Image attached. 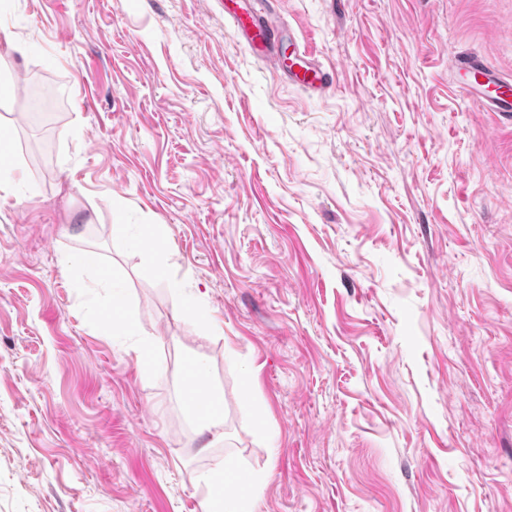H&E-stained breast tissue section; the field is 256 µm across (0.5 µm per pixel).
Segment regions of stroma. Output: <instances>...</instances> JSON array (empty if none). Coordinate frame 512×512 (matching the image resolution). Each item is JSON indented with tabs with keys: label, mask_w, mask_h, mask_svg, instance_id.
<instances>
[{
	"label": "stroma",
	"mask_w": 512,
	"mask_h": 512,
	"mask_svg": "<svg viewBox=\"0 0 512 512\" xmlns=\"http://www.w3.org/2000/svg\"><path fill=\"white\" fill-rule=\"evenodd\" d=\"M235 3L0 0V512H201L219 458L258 512H512V123L455 70L512 80V0H271L267 48ZM231 28L250 44H256L258 39L270 41L278 25L269 20V13L264 7L249 5L241 11L228 13ZM302 65L296 63L298 71H291L288 79L298 84L305 90L317 94L323 87L324 71L307 59H301ZM123 295L120 288L112 287V298L107 318L110 319L113 335L118 331L136 327L133 320L129 318L123 309ZM172 289L177 294V306L186 318L194 321L210 320L207 309L194 295L187 293L180 285H176L175 288ZM185 408L199 433L206 434L210 443L223 442L224 393L220 388H209L207 402L203 406H198L189 395H185Z\"/></svg>",
	"instance_id": "obj_1"
}]
</instances>
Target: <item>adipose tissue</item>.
<instances>
[{
  "label": "adipose tissue",
  "mask_w": 512,
  "mask_h": 512,
  "mask_svg": "<svg viewBox=\"0 0 512 512\" xmlns=\"http://www.w3.org/2000/svg\"><path fill=\"white\" fill-rule=\"evenodd\" d=\"M185 408L199 433L207 435L211 442L223 441L224 393L220 388L209 389L205 405H197L189 399L185 402ZM199 481L206 489V495L201 502V512H256L253 480L238 470L226 467L224 460H216L200 475ZM228 484L241 487V495H226L224 487Z\"/></svg>",
  "instance_id": "adipose-tissue-1"
}]
</instances>
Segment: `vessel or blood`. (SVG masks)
Here are the masks:
<instances>
[{"label":"vessel or blood","instance_id":"1","mask_svg":"<svg viewBox=\"0 0 512 512\" xmlns=\"http://www.w3.org/2000/svg\"><path fill=\"white\" fill-rule=\"evenodd\" d=\"M232 29L248 44L271 40L276 29L266 8L254 5L229 13ZM458 87L487 111L512 120V83L501 78L482 61L470 59L457 66ZM324 72L311 61H303L289 78L305 90L315 93L323 86Z\"/></svg>","mask_w":512,"mask_h":512}]
</instances>
